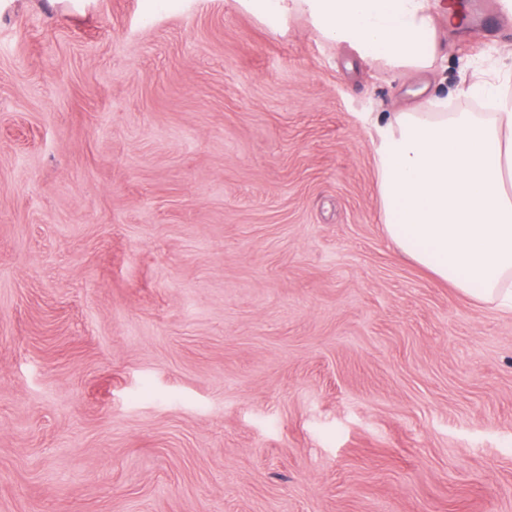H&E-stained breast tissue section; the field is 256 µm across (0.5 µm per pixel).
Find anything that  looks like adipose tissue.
Wrapping results in <instances>:
<instances>
[{
    "instance_id": "obj_1",
    "label": "adipose tissue",
    "mask_w": 512,
    "mask_h": 512,
    "mask_svg": "<svg viewBox=\"0 0 512 512\" xmlns=\"http://www.w3.org/2000/svg\"><path fill=\"white\" fill-rule=\"evenodd\" d=\"M272 27L306 16L315 30L400 73L431 70L441 53L434 17L455 0H236ZM465 95L491 112H452L447 100L387 112L373 148L386 235L437 278L512 311V97L479 78Z\"/></svg>"
}]
</instances>
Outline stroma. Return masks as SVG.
Returning <instances> with one entry per match:
<instances>
[{
    "label": "stroma",
    "mask_w": 512,
    "mask_h": 512,
    "mask_svg": "<svg viewBox=\"0 0 512 512\" xmlns=\"http://www.w3.org/2000/svg\"><path fill=\"white\" fill-rule=\"evenodd\" d=\"M409 78L236 0L0 19V512H512V312L388 240L380 112L512 93L456 0Z\"/></svg>",
    "instance_id": "35a3bbf8"
}]
</instances>
